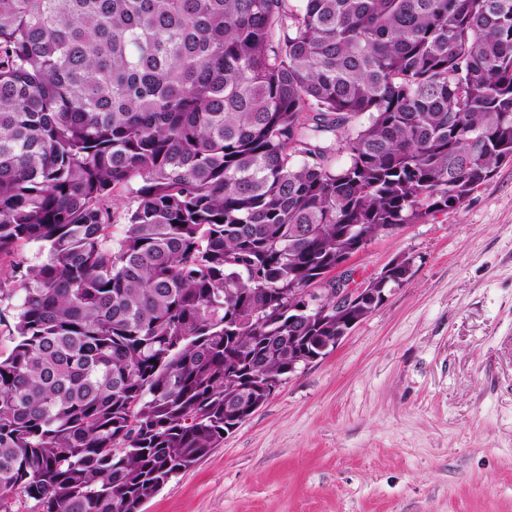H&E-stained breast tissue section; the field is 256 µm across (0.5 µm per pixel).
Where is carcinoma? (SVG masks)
Masks as SVG:
<instances>
[{
    "mask_svg": "<svg viewBox=\"0 0 512 512\" xmlns=\"http://www.w3.org/2000/svg\"><path fill=\"white\" fill-rule=\"evenodd\" d=\"M509 157L512 0H0V502L140 512L356 317L298 290ZM329 290L323 289L318 291L313 288H306L300 291V311L308 314L310 317L315 316L317 318H323L327 314L334 313L333 307H330L324 301Z\"/></svg>",
    "mask_w": 512,
    "mask_h": 512,
    "instance_id": "cac0c4a2",
    "label": "carcinoma"
}]
</instances>
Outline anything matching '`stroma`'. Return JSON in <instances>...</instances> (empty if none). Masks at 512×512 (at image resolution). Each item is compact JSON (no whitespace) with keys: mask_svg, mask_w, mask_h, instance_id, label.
I'll return each mask as SVG.
<instances>
[{"mask_svg":"<svg viewBox=\"0 0 512 512\" xmlns=\"http://www.w3.org/2000/svg\"><path fill=\"white\" fill-rule=\"evenodd\" d=\"M407 284L141 512H512V160L457 210L372 238Z\"/></svg>","mask_w":512,"mask_h":512,"instance_id":"stroma-1","label":"stroma"}]
</instances>
